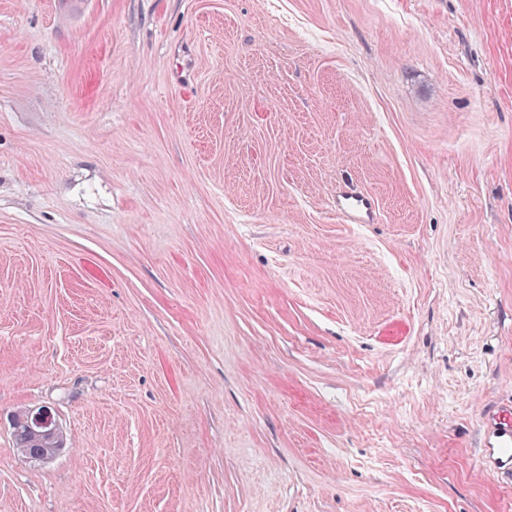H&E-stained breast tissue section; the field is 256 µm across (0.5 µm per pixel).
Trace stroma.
Masks as SVG:
<instances>
[{
	"label": "stroma",
	"instance_id": "obj_1",
	"mask_svg": "<svg viewBox=\"0 0 512 512\" xmlns=\"http://www.w3.org/2000/svg\"><path fill=\"white\" fill-rule=\"evenodd\" d=\"M508 399L512 0H0V512H512ZM336 213L346 224H373L377 207L374 199L360 191L340 187L332 200ZM479 456L487 473L512 476V402L483 412ZM28 414L29 431L37 436H32L28 433L27 411L16 413L14 415L15 426L13 430L17 449L20 451V448H23L24 453L20 452L32 460H42L44 457L54 456L61 446H59L57 439L60 437V427L53 413L43 408L37 411L31 410Z\"/></svg>",
	"mask_w": 512,
	"mask_h": 512
}]
</instances>
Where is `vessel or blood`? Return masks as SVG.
I'll return each mask as SVG.
<instances>
[{
  "mask_svg": "<svg viewBox=\"0 0 512 512\" xmlns=\"http://www.w3.org/2000/svg\"><path fill=\"white\" fill-rule=\"evenodd\" d=\"M332 203L345 223L372 224L376 221L377 207L368 194L341 187ZM479 456L486 472L512 476V403L483 412Z\"/></svg>",
  "mask_w": 512,
  "mask_h": 512,
  "instance_id": "vessel-or-blood-1",
  "label": "vessel or blood"
}]
</instances>
